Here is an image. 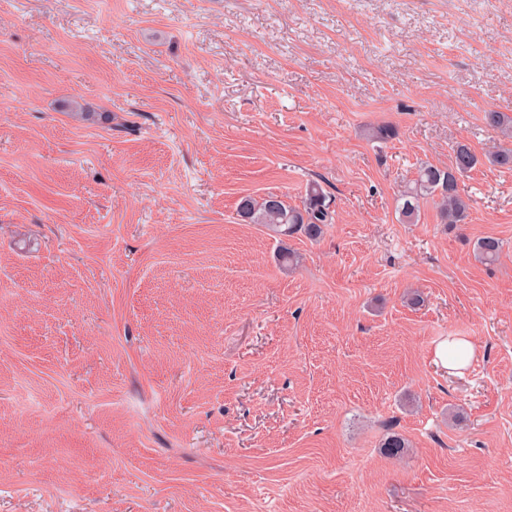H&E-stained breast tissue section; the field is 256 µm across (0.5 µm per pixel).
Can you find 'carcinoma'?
<instances>
[{
    "mask_svg": "<svg viewBox=\"0 0 512 512\" xmlns=\"http://www.w3.org/2000/svg\"><path fill=\"white\" fill-rule=\"evenodd\" d=\"M488 126L505 133L512 132V116L505 112L484 114ZM454 163L448 169L431 164L419 166L416 178L400 195L403 203L399 207L403 220L412 223L416 220L419 201L425 196L438 198L441 221L445 224H463L468 217L469 205L464 199L458 182V175L473 169L479 162L472 149L459 143L453 149ZM238 214L248 224H262L277 236L291 237L303 234L316 238L322 226L332 223L326 195L321 187L313 184L307 191L303 207L288 204L285 200L276 203L269 197L255 200L245 197L238 206ZM477 254L485 262L497 260L502 243L495 237H485L477 242Z\"/></svg>",
    "mask_w": 512,
    "mask_h": 512,
    "instance_id": "1",
    "label": "carcinoma"
}]
</instances>
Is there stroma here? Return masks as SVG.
<instances>
[{"label": "stroma", "instance_id": "stroma-1", "mask_svg": "<svg viewBox=\"0 0 512 512\" xmlns=\"http://www.w3.org/2000/svg\"><path fill=\"white\" fill-rule=\"evenodd\" d=\"M491 110L512 0H0V512H512ZM460 142L466 223H403ZM313 182L318 238L238 215ZM476 353L475 345L466 338L444 339L434 350V361L449 373L462 375Z\"/></svg>", "mask_w": 512, "mask_h": 512}]
</instances>
